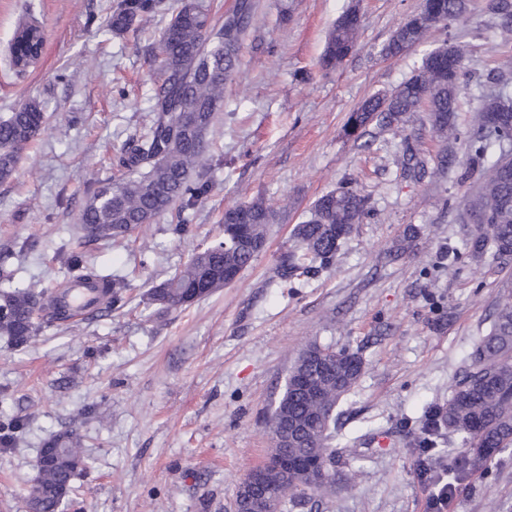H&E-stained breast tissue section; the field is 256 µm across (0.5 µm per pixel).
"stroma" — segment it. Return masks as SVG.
I'll list each match as a JSON object with an SVG mask.
<instances>
[{
  "instance_id": "stroma-1",
  "label": "stroma",
  "mask_w": 512,
  "mask_h": 512,
  "mask_svg": "<svg viewBox=\"0 0 512 512\" xmlns=\"http://www.w3.org/2000/svg\"><path fill=\"white\" fill-rule=\"evenodd\" d=\"M117 0H0V114L27 97L46 105L48 125L13 177L0 182V289L61 288L80 210L118 177L114 156L139 130L158 77L150 45L180 0H161L140 34L106 36ZM421 0H258V20L224 88L207 136L209 194L177 236L173 213L128 243H88L104 272L129 279L128 304L71 328L42 329L22 347L0 338V421L17 418L16 443L0 447V512H29L28 491L45 440L81 438L87 468L60 512H235L240 482L271 446L264 417L299 351L310 342L362 356L365 371L340 404L343 432L363 439L355 486L311 512H425L423 483L448 474L459 439L415 447L419 422L443 404L474 344L489 331L512 264H477L461 247L475 226L465 205L480 182L471 165L478 112L493 92L512 95L486 0L467 21L431 28L397 57L381 48ZM359 5L358 47L340 67H319L336 18ZM45 30L39 60L23 74L7 60L19 25ZM465 46L466 90L458 136L436 135L427 112L348 135L351 112L396 89L430 51ZM369 200L330 268L284 281L276 267L296 224L344 183ZM263 199L276 217L267 244L229 286L185 308L145 306L151 284L181 267L218 233L227 206ZM403 255H396L398 245ZM459 248L454 265L447 247ZM452 512H512V450L456 482Z\"/></svg>"
}]
</instances>
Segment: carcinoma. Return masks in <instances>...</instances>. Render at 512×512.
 Listing matches in <instances>:
<instances>
[{
    "label": "carcinoma",
    "mask_w": 512,
    "mask_h": 512,
    "mask_svg": "<svg viewBox=\"0 0 512 512\" xmlns=\"http://www.w3.org/2000/svg\"><path fill=\"white\" fill-rule=\"evenodd\" d=\"M159 8L158 0H119L104 30L120 35ZM488 10L501 19L502 39L512 42V0H488ZM256 0H235L230 14L233 28L213 21L209 0H181L179 9L159 34L156 46L159 81L150 97L149 119L121 148L117 166L126 170L120 179L87 194L80 215L87 242L124 239L160 215L177 210L173 232L185 234L189 210L210 191L204 179L211 168L206 136L224 108V86L240 63L247 32L257 18ZM468 0H422L417 12L399 25L382 52L398 55L405 43H419L433 26L467 18ZM362 21L347 9L328 32L320 66H340L356 48ZM28 43L39 55L44 32L36 19L17 30L13 44ZM466 50L450 43L429 52L419 68L394 91L364 100L349 119L350 132L360 135L371 123L393 126L421 107H427L433 130L442 137L456 134L455 112L464 88ZM45 124L41 101L30 98L15 111L0 117V182L14 175L19 159ZM478 147L482 180L468 202V210L486 222L475 227L464 249L478 262L491 258L503 264L512 259V102L501 95L486 99L479 113ZM496 158H487L488 148ZM368 214V200L350 184L319 197L309 218L295 225V248L284 252L278 275L286 281L296 273L318 266L327 268L342 241ZM275 219L264 200L233 204L224 210L223 237L193 253L171 277L151 286L142 302L162 309L189 306L226 287L224 274L246 269L264 249L267 228ZM66 287L90 283L101 288L102 312L127 303L129 283L123 277L103 275L77 253L69 262ZM71 323L60 293L16 287L0 292V335L15 346L26 344L42 328ZM363 358L348 350L307 344L289 370L284 390L269 408L267 425L274 448L288 447V457L301 462L284 474L275 469L264 475L265 489L280 512H290L336 494L351 484L355 473L338 475L336 423L338 407L364 371ZM18 420L0 421V445L15 441ZM457 436L463 455H448V474L461 477L467 457L482 465L512 449V299L498 305L489 332L469 354V363L455 381L446 403L431 409L420 431L419 444L438 445L441 430ZM64 449L57 461L45 465L29 494L32 512H58L60 491L82 472L80 440L72 431L50 439Z\"/></svg>",
    "instance_id": "carcinoma-1"
}]
</instances>
